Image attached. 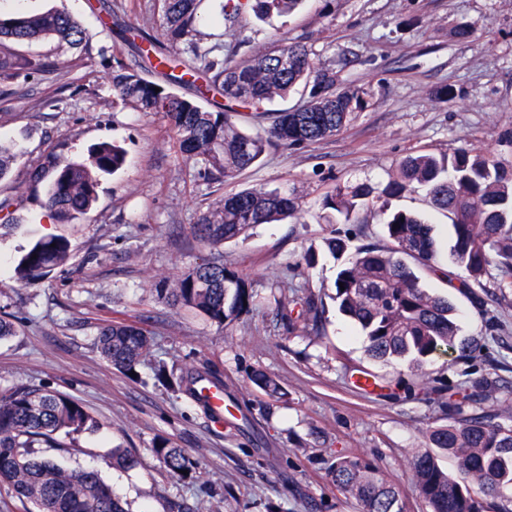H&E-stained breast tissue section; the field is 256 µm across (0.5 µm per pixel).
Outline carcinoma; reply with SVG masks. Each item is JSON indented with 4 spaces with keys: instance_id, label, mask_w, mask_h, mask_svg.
I'll return each mask as SVG.
<instances>
[{
    "instance_id": "cac0c4a2",
    "label": "carcinoma",
    "mask_w": 512,
    "mask_h": 512,
    "mask_svg": "<svg viewBox=\"0 0 512 512\" xmlns=\"http://www.w3.org/2000/svg\"><path fill=\"white\" fill-rule=\"evenodd\" d=\"M163 24L159 38H145L139 49L142 63L129 66L115 58L112 88L125 103L141 112H163L172 121L178 152L200 164L203 179L223 184L253 166L273 147H294L326 140L345 126L363 98L352 89H336V73L317 68L308 48L283 42L238 56L235 48L221 55L196 38L200 0H160ZM302 0H224L221 17L234 22L250 10L259 20L291 14ZM54 38L71 46L85 39L71 15L57 10L0 17V80L23 72L43 71L51 64L11 52L6 42ZM291 59L283 68L279 58ZM203 74L217 91L220 110L203 109L195 99L174 91ZM159 91H154V88ZM294 94L305 98L298 107L271 110ZM243 109L269 122L265 133L242 129L236 117ZM122 147L100 142L90 147L85 162L62 160L50 153L29 174L30 180L50 179L44 203L61 223L83 220L98 198L99 177L122 168ZM422 191L430 204L448 214L454 245L450 263L461 270L458 281L435 264L437 248L430 224L418 214L397 210L385 226L392 247L359 248L336 275L338 310L353 324L370 356L388 364L407 361L419 368L439 352L466 355L470 344L458 341L456 309L448 297L433 295L419 284L408 261L448 278V286L469 290L493 279L512 284V164L459 148L437 158L410 154L397 166L396 177L381 191L402 197ZM372 190L364 184L338 187L324 205L342 224L359 222L360 209ZM298 201L276 190L243 191L219 198L194 225L198 238L213 247L235 240L259 224H272L295 215ZM70 245L63 237L37 240L14 268L23 285L38 283L69 260ZM345 290H340V287ZM160 294L174 305L191 308L227 327L254 304L253 291L220 259H204L182 273ZM288 329L318 327L321 310L310 296L288 301L283 314ZM100 355L127 374L136 371L150 352L148 332L136 322L108 323L95 339ZM158 382L177 385L190 398L203 402L198 384L206 381L224 389L216 377L190 371L172 380L165 366ZM251 383L270 397L285 396L280 384L265 371L251 374ZM477 403V394L441 403L452 422L429 430V449L411 461V479L429 512H512V425L498 415L464 413ZM95 426L81 402L62 393L16 386L0 393V485L33 506V512H126L120 497L95 468L68 469L35 455L40 446L52 447L59 432L80 433ZM456 460L450 475L437 464L434 450ZM152 453L166 471L179 479L192 477L194 463L180 448L159 440ZM187 474H182V471ZM326 476L342 494L354 499L360 512H404L396 484L361 459L339 455L329 461Z\"/></svg>"
}]
</instances>
